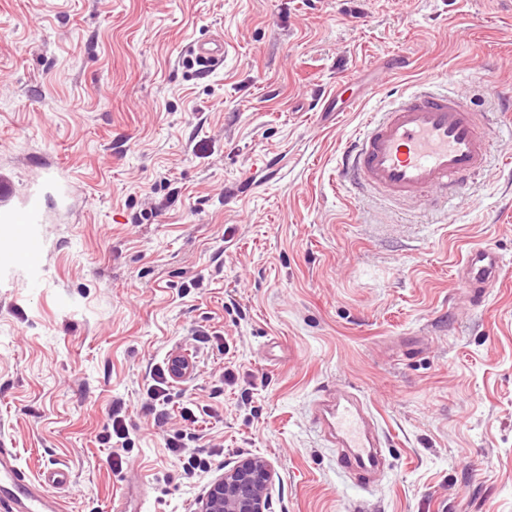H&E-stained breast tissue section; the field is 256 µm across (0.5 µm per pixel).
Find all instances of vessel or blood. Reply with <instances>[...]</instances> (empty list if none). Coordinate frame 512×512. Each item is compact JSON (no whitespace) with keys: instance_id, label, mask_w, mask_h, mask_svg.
I'll return each instance as SVG.
<instances>
[{"instance_id":"1","label":"vessel or blood","mask_w":512,"mask_h":512,"mask_svg":"<svg viewBox=\"0 0 512 512\" xmlns=\"http://www.w3.org/2000/svg\"><path fill=\"white\" fill-rule=\"evenodd\" d=\"M190 53L201 70L224 63V40L214 36L193 42ZM497 118L474 111L470 102L445 90L419 86L403 92L384 111L371 114L363 132L342 159L341 175L386 199L448 201L485 168ZM37 186L0 181V225L45 223L44 200L65 198L69 182L44 170ZM502 258L489 246L469 248L460 261V286L474 305L499 280ZM314 418L333 446L336 464L362 484L375 480L384 464L382 439L373 414L351 391L322 390ZM0 512H61L57 498L36 487L0 442Z\"/></svg>"}]
</instances>
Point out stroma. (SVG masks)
Listing matches in <instances>:
<instances>
[{"mask_svg":"<svg viewBox=\"0 0 512 512\" xmlns=\"http://www.w3.org/2000/svg\"><path fill=\"white\" fill-rule=\"evenodd\" d=\"M216 35L200 76L188 48ZM426 81L511 123L512 0H0V174L76 188L0 235V440L34 484L67 472L62 512L129 484L144 512H194L254 456L268 512H512V142L445 224L336 178L368 115ZM475 243L503 258L478 308L457 278ZM172 356L195 371L159 425L143 401ZM336 385L388 440L372 485L313 421ZM190 53L202 71H213L224 65V39L214 36L190 45ZM192 438V434L185 431L178 433L167 443L168 448H170L172 452L177 453L179 457L183 458L182 468L186 473L201 470L205 466V459L194 454L186 455L182 451V448H185L186 445L183 440L187 439L188 441H191Z\"/></svg>","mask_w":512,"mask_h":512,"instance_id":"35a3bbf8","label":"stroma"}]
</instances>
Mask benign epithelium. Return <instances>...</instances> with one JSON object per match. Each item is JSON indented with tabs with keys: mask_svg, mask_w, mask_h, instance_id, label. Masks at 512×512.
<instances>
[{
	"mask_svg": "<svg viewBox=\"0 0 512 512\" xmlns=\"http://www.w3.org/2000/svg\"><path fill=\"white\" fill-rule=\"evenodd\" d=\"M274 474L263 457L243 459L211 484L195 512H265Z\"/></svg>",
	"mask_w": 512,
	"mask_h": 512,
	"instance_id": "obj_1",
	"label": "benign epithelium"
}]
</instances>
